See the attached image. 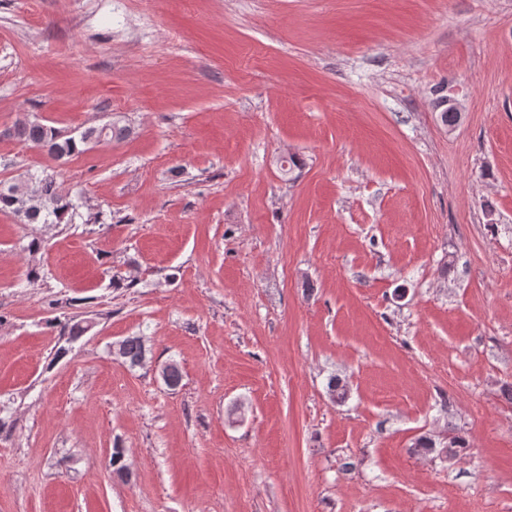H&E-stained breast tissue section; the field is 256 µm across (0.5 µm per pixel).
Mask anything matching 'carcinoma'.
I'll list each match as a JSON object with an SVG mask.
<instances>
[{"label": "carcinoma", "instance_id": "cac0c4a2", "mask_svg": "<svg viewBox=\"0 0 512 512\" xmlns=\"http://www.w3.org/2000/svg\"><path fill=\"white\" fill-rule=\"evenodd\" d=\"M441 123L452 129L461 119V114L437 99ZM129 128L115 120L102 126H91L77 136H64L55 128L39 123L24 122L12 131L21 142L46 152L61 160L85 151L90 143L110 142L124 138ZM76 206L70 195L60 189L56 175L47 170L32 173L20 183L0 182V211L8 210L27 224H68L72 221ZM59 335L74 339L87 333L84 321H59ZM122 359L130 366L142 364L148 353L142 336H129L121 341Z\"/></svg>", "mask_w": 512, "mask_h": 512}]
</instances>
